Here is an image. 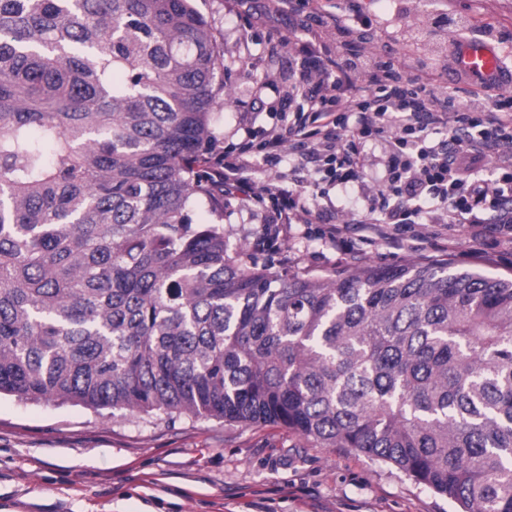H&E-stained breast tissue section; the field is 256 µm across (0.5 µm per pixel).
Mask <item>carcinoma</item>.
Here are the masks:
<instances>
[{
    "label": "carcinoma",
    "instance_id": "1",
    "mask_svg": "<svg viewBox=\"0 0 512 512\" xmlns=\"http://www.w3.org/2000/svg\"><path fill=\"white\" fill-rule=\"evenodd\" d=\"M218 63L193 0H0V395L277 424L512 512V277L240 262Z\"/></svg>",
    "mask_w": 512,
    "mask_h": 512
}]
</instances>
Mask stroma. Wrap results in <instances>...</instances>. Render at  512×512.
Listing matches in <instances>:
<instances>
[{"label":"stroma","instance_id":"stroma-1","mask_svg":"<svg viewBox=\"0 0 512 512\" xmlns=\"http://www.w3.org/2000/svg\"><path fill=\"white\" fill-rule=\"evenodd\" d=\"M347 14L372 19L375 33L365 53L406 62L408 73L447 90L459 104L483 96L488 105L512 100V84L491 89L456 72L460 44H491L505 73H512V0H337ZM212 27L221 56L216 81L224 106L214 115L218 146L238 142L251 127L278 125L288 81L306 39L275 0H194ZM468 17L466 28L443 34L445 55L432 60L415 32L435 9ZM287 36L274 48L268 31ZM430 68H423V61ZM384 141L365 148L366 177L340 189L319 180L315 163L297 168L283 153L263 179L302 173L318 188L320 208L337 221L351 219L344 196L372 194L383 174ZM442 211L411 225L397 240L374 237L361 256L325 245L316 224L292 225L286 237L258 250L253 242L264 212L237 201L224 205V234L246 263L275 266L291 274L330 278L372 263L403 265L451 258L512 276V242L490 244L485 255L469 254L482 230L449 231L432 238ZM0 512H457L454 504L414 484L393 467L343 448H319L279 425H241L184 415L174 423L126 414L110 417L84 406L36 403L0 396Z\"/></svg>","mask_w":512,"mask_h":512}]
</instances>
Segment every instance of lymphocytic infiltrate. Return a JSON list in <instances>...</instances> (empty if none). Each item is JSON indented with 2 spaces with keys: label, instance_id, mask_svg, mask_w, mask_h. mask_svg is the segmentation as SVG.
<instances>
[{
  "label": "lymphocytic infiltrate",
  "instance_id": "1",
  "mask_svg": "<svg viewBox=\"0 0 512 512\" xmlns=\"http://www.w3.org/2000/svg\"><path fill=\"white\" fill-rule=\"evenodd\" d=\"M304 8L309 35L301 48L299 75L288 93L292 116L284 127L250 131L237 153L225 154L218 170L224 193L266 212V229L283 224H323L326 241L349 250L353 240L370 242L384 224H417L431 209L447 223L479 224L487 237L512 230V113L484 102L460 105L397 72L391 59L353 49L354 33L371 30L361 15L328 10L323 0H278ZM334 29L335 54L316 36ZM361 79L351 90L347 77ZM385 140L387 161L379 191L356 206L355 220L324 224L314 195L299 181L256 180L257 165H273L284 147L320 162L339 186L364 177L365 144ZM494 161L493 179L478 175L480 162Z\"/></svg>",
  "mask_w": 512,
  "mask_h": 512
}]
</instances>
